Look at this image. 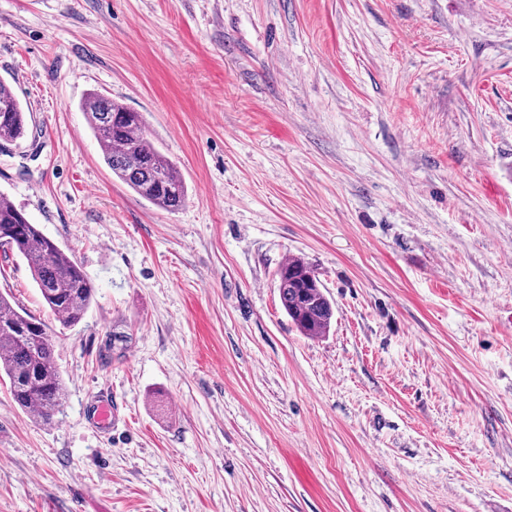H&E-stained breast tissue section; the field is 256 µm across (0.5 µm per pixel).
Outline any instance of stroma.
<instances>
[{"label":"stroma","instance_id":"stroma-1","mask_svg":"<svg viewBox=\"0 0 512 512\" xmlns=\"http://www.w3.org/2000/svg\"><path fill=\"white\" fill-rule=\"evenodd\" d=\"M0 80V194L95 288L65 326L0 250L67 389L43 425L0 379V512H512V0H0ZM92 92L180 210L113 176ZM27 113L12 88L0 81V144H17L27 132ZM82 108L113 175L160 209L175 212L185 205V181L175 164L146 137L139 112L98 93L90 94ZM323 288L315 272L299 259H288L279 269L281 304L304 336H325L331 328L334 303Z\"/></svg>","mask_w":512,"mask_h":512}]
</instances>
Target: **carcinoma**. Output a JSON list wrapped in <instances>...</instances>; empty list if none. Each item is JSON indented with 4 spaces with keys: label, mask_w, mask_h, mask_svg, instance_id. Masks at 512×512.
I'll return each mask as SVG.
<instances>
[{
    "label": "carcinoma",
    "mask_w": 512,
    "mask_h": 512,
    "mask_svg": "<svg viewBox=\"0 0 512 512\" xmlns=\"http://www.w3.org/2000/svg\"><path fill=\"white\" fill-rule=\"evenodd\" d=\"M105 163L140 198L168 212L183 207L187 187L175 164L144 133L140 113L98 93L82 105ZM27 132V113L12 88L0 81V144L18 143ZM0 247L20 254L45 305L65 324H78L91 304L94 286L76 261L9 199L0 195ZM281 304L305 336L326 335L334 303L303 261L290 259L278 272ZM0 377L8 380L13 402L50 425L66 396L48 326L0 293Z\"/></svg>",
    "instance_id": "1"
}]
</instances>
